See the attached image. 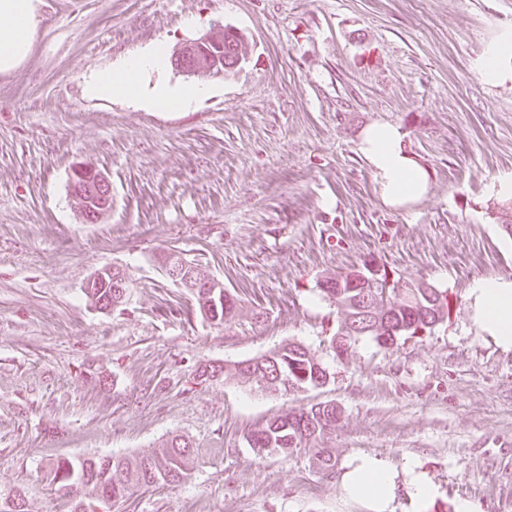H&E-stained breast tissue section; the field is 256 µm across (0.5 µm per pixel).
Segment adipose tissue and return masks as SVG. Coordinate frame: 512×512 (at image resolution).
<instances>
[{
    "label": "adipose tissue",
    "mask_w": 512,
    "mask_h": 512,
    "mask_svg": "<svg viewBox=\"0 0 512 512\" xmlns=\"http://www.w3.org/2000/svg\"><path fill=\"white\" fill-rule=\"evenodd\" d=\"M34 15V0H0V69L15 64L27 53ZM166 58L165 44L152 45L108 72L90 78L84 93L91 99L130 100L149 109L188 108L210 94L206 85L172 86L151 81V74L163 69ZM360 151L387 205L402 207L427 194V173L408 154L398 126L385 122L368 125L361 132ZM467 298L474 327L503 350H512V279H477ZM401 475L406 478L410 512H429L439 489L413 461L407 462L399 473L377 458H358L342 474L340 488L347 499L365 504L369 512H392L397 478Z\"/></svg>",
    "instance_id": "obj_1"
}]
</instances>
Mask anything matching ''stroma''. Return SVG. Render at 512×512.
<instances>
[{
	"mask_svg": "<svg viewBox=\"0 0 512 512\" xmlns=\"http://www.w3.org/2000/svg\"><path fill=\"white\" fill-rule=\"evenodd\" d=\"M217 21L250 57L192 107L84 96L124 58ZM507 30L512 0H37L28 52L0 71V494L66 512L49 462L146 454L177 433L189 479L110 512H367L339 488L362 456L419 462L441 491L430 512H512V351L471 326L467 301L475 279H512L497 184L512 173V59L494 84L476 69ZM376 121L427 171L423 199L383 202L359 151ZM80 163L112 183L102 223H80L67 197ZM171 249L236 296L226 326L160 269ZM371 259L446 291L448 318L336 358L343 314L318 282ZM112 266L131 285L102 312L82 287ZM288 342L326 385L272 395L195 378ZM328 401L332 472L309 449L250 447L259 425Z\"/></svg>",
	"mask_w": 512,
	"mask_h": 512,
	"instance_id": "obj_1",
	"label": "stroma"
}]
</instances>
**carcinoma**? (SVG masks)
I'll use <instances>...</instances> for the list:
<instances>
[{"mask_svg": "<svg viewBox=\"0 0 512 512\" xmlns=\"http://www.w3.org/2000/svg\"><path fill=\"white\" fill-rule=\"evenodd\" d=\"M249 47L243 33H230L216 25L200 38L181 46L172 55L173 69L187 79L195 77L229 76L247 63ZM68 195L77 216L98 223L111 210L107 202L93 194L91 185L68 181ZM328 287L321 292L343 313L344 320L337 333L347 337L348 347L362 337L372 338L387 347L388 339L380 334L387 326H401L400 338L418 331L432 329L431 323L448 318L449 302L444 292L429 288L424 280H413L402 288L386 287V279L375 286L350 287L343 274L324 278ZM87 301L95 308L118 302L121 294L110 288V281L99 280L83 289ZM201 316L215 325L229 322L237 302L223 287L200 288L195 293ZM198 376L240 381L267 391L281 393L306 387L317 388L328 382V372L306 346L289 342L273 351L250 360L205 365ZM341 409L338 405L318 403L307 409L288 411L267 421L249 435L251 447L289 454L297 448H309L324 439L336 426ZM191 444L181 435L171 436L162 449L146 455H110L103 457H69L50 463L52 483L67 499L69 512H88L125 498L141 487H169L186 481L192 470Z\"/></svg>", "mask_w": 512, "mask_h": 512, "instance_id": "cac0c4a2", "label": "carcinoma"}]
</instances>
